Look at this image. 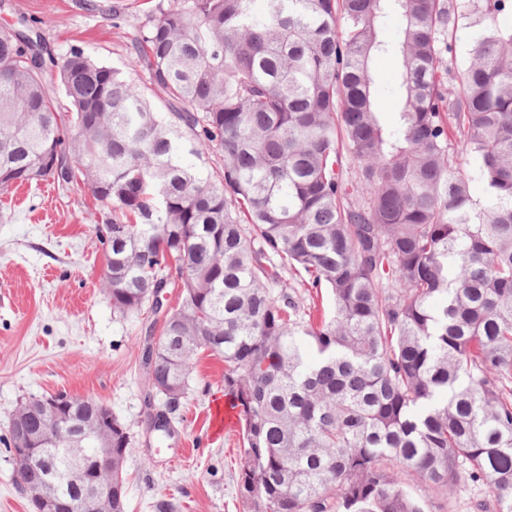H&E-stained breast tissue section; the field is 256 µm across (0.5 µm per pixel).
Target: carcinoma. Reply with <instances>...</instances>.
I'll list each match as a JSON object with an SVG mask.
<instances>
[{
    "label": "carcinoma",
    "mask_w": 512,
    "mask_h": 512,
    "mask_svg": "<svg viewBox=\"0 0 512 512\" xmlns=\"http://www.w3.org/2000/svg\"><path fill=\"white\" fill-rule=\"evenodd\" d=\"M255 2L149 15L131 49L165 119L81 47L37 66L1 29L0 190L64 158L66 175L41 180L83 185L112 227L113 313L156 314L179 289L161 331L179 344L141 354L146 407L163 398L145 423L170 434L198 350L223 357L252 512H431L461 481L487 486L482 512H512V0H471L483 27L455 73L449 0ZM385 55L400 60L391 128ZM205 150L208 176L189 160ZM325 293L331 310L303 304ZM130 448L113 419L103 479L121 509ZM36 459L81 490L64 448ZM395 66L396 60L392 56H383L378 58L376 61V71L379 76L377 94L383 102L380 118L386 124H391L394 119L396 96L392 86L388 81V77L389 74L395 69Z\"/></svg>",
    "instance_id": "1"
}]
</instances>
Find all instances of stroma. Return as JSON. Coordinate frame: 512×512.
Masks as SVG:
<instances>
[{
	"label": "stroma",
	"mask_w": 512,
	"mask_h": 512,
	"mask_svg": "<svg viewBox=\"0 0 512 512\" xmlns=\"http://www.w3.org/2000/svg\"><path fill=\"white\" fill-rule=\"evenodd\" d=\"M6 0L0 28L34 20L56 55L80 45L140 86L148 77L129 49L147 22L143 0ZM101 217L79 186L49 182L0 191V512H31L10 452L21 401L60 391L106 404L130 430L126 512H251L236 487L243 447L235 420L215 431L224 399V360L200 352L187 398L169 437L147 431L140 352L150 313L122 317L103 292Z\"/></svg>",
	"instance_id": "obj_1"
}]
</instances>
